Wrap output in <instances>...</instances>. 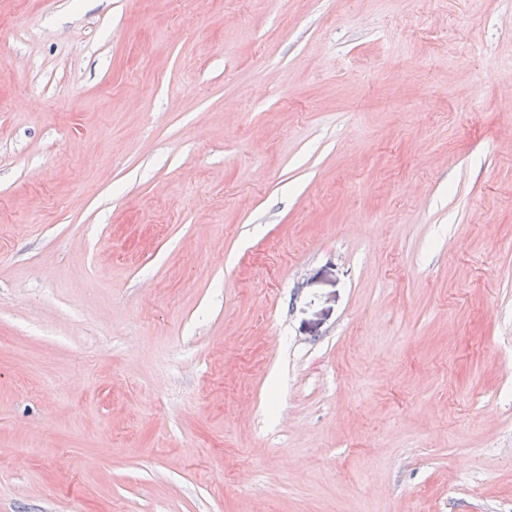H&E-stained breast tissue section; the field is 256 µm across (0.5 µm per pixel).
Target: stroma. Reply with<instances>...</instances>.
Segmentation results:
<instances>
[{
	"label": "stroma",
	"instance_id": "35a3bbf8",
	"mask_svg": "<svg viewBox=\"0 0 512 512\" xmlns=\"http://www.w3.org/2000/svg\"><path fill=\"white\" fill-rule=\"evenodd\" d=\"M0 512H512V0H0Z\"/></svg>",
	"mask_w": 512,
	"mask_h": 512
}]
</instances>
